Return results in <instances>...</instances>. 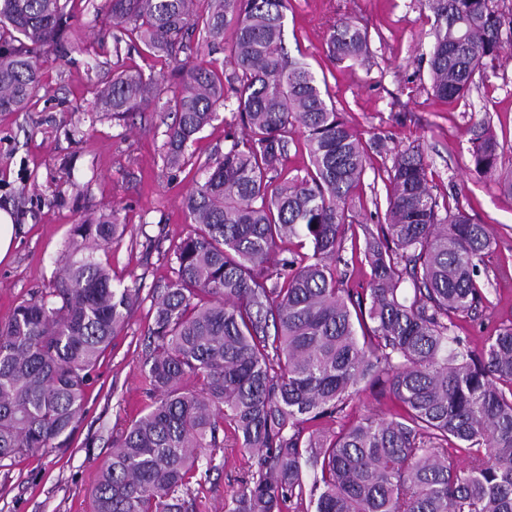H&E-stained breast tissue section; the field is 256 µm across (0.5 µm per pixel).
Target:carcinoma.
<instances>
[{
	"label": "carcinoma",
	"instance_id": "carcinoma-1",
	"mask_svg": "<svg viewBox=\"0 0 512 512\" xmlns=\"http://www.w3.org/2000/svg\"><path fill=\"white\" fill-rule=\"evenodd\" d=\"M70 2L0 0V112L24 111L43 88L41 54L66 34ZM288 4L102 5L113 52L137 34L182 72V87L117 70L95 93L96 111L172 114L164 160L177 171L219 110L231 119L230 145L184 198L191 230L152 294L143 414L113 437L91 512H197L191 484L225 432L258 456L231 512H512V322L478 353L450 336L456 318L488 308L480 266L495 240L462 207L439 203L413 147L380 175L384 222L357 219L351 197L367 152L286 52ZM424 6L434 16L432 92L463 98L498 59L512 17L494 0ZM197 34L213 45L231 36L222 68L188 58ZM326 44L339 60L369 53L348 20L331 25ZM297 131L309 166L285 178ZM469 142L471 171L512 196L489 127ZM125 232L112 208L82 219L53 287L0 322V467L68 447L98 358L140 303V288L114 285L94 257ZM359 264L369 267L360 290L348 287ZM363 385L388 388L396 409L345 421Z\"/></svg>",
	"mask_w": 512,
	"mask_h": 512
}]
</instances>
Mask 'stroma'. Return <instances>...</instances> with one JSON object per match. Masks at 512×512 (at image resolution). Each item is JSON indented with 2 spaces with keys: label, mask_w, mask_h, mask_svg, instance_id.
<instances>
[{
  "label": "stroma",
  "mask_w": 512,
  "mask_h": 512,
  "mask_svg": "<svg viewBox=\"0 0 512 512\" xmlns=\"http://www.w3.org/2000/svg\"><path fill=\"white\" fill-rule=\"evenodd\" d=\"M101 4L78 0L70 43L41 58L44 90L25 111L0 113V208H11L17 224L13 253L0 263V320L51 288L73 225L111 207L127 230L97 259L113 284L138 283L143 301L101 354L69 447L0 468V512H88V492L113 437L144 406L150 297L171 275L172 246L190 230L183 198L199 176L197 164L226 146L227 127L215 121L191 146L193 165L174 171L163 162L166 113L149 109L117 119L92 110L96 89L119 67L164 76L171 87L180 82L136 35L126 36L120 56L100 47L97 35L107 27ZM345 18L368 34L364 60L340 62L326 51L330 24ZM433 22L420 0H290L285 44L323 79L337 112L371 147L354 195L356 213H373L376 201L385 200L381 172L395 152L414 146L429 165L438 200L459 202L474 223L490 226L497 239L485 270L490 316L457 319L454 329L478 350L496 327L512 322V196L471 172L468 130L488 124L502 147L503 168H512V45L476 76L469 95L442 101L430 88ZM378 139L384 142L379 151L372 147ZM256 469L255 458L225 443L192 494L205 512H231Z\"/></svg>",
  "instance_id": "obj_1"
}]
</instances>
